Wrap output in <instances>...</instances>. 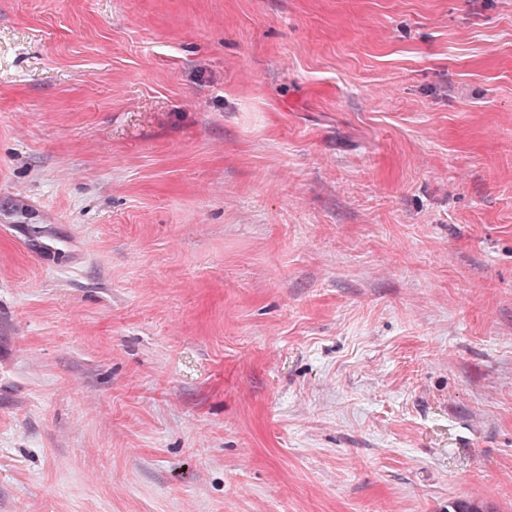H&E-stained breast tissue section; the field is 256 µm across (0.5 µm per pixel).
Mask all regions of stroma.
Listing matches in <instances>:
<instances>
[{"mask_svg":"<svg viewBox=\"0 0 512 512\" xmlns=\"http://www.w3.org/2000/svg\"><path fill=\"white\" fill-rule=\"evenodd\" d=\"M512 512V0H0V512Z\"/></svg>","mask_w":512,"mask_h":512,"instance_id":"35a3bbf8","label":"stroma"}]
</instances>
